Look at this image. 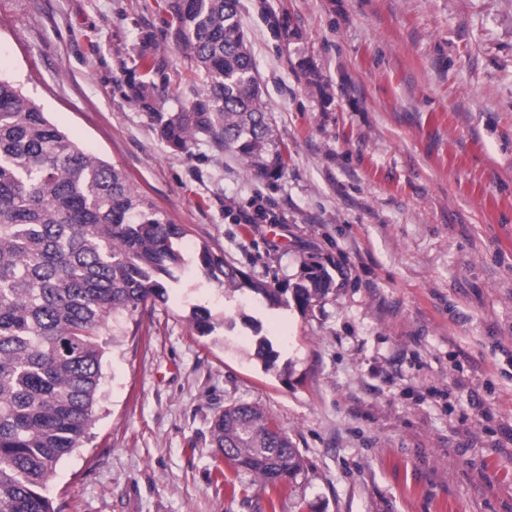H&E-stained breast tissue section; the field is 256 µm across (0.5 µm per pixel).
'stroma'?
<instances>
[{"label": "stroma", "mask_w": 512, "mask_h": 512, "mask_svg": "<svg viewBox=\"0 0 512 512\" xmlns=\"http://www.w3.org/2000/svg\"><path fill=\"white\" fill-rule=\"evenodd\" d=\"M286 167L258 178L148 112L206 97L167 0H0V77L186 231L168 300L122 319L61 512H512V0H239ZM153 67L147 103L127 73ZM264 207L276 224H240ZM301 310L225 291L201 246ZM223 323L199 335L187 317ZM269 342L272 365L256 355ZM262 406L305 473L258 490L212 448ZM242 485L231 493V484ZM304 270L302 280L291 289L294 301L303 309L322 298L332 283L329 274L318 264H310Z\"/></svg>", "instance_id": "1"}]
</instances>
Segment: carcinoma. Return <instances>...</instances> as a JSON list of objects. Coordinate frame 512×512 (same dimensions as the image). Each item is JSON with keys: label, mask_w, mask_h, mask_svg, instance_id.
Returning <instances> with one entry per match:
<instances>
[{"label": "carcinoma", "mask_w": 512, "mask_h": 512, "mask_svg": "<svg viewBox=\"0 0 512 512\" xmlns=\"http://www.w3.org/2000/svg\"><path fill=\"white\" fill-rule=\"evenodd\" d=\"M178 36L209 88L181 112L148 116L170 148L204 136L245 161L257 177L285 167L266 117L239 0H169ZM152 68L130 71L145 100ZM184 229L143 197L126 174L51 123L20 88L0 78V512H58L46 495L57 463L83 446L96 420L107 342L100 332L147 305L166 302L181 262ZM205 272L277 305L292 292L301 308L331 288L318 264L293 288L252 280L204 246ZM187 321L202 336L216 318L197 307ZM210 445L263 489L285 488L303 471L298 448L252 403L224 407Z\"/></svg>", "instance_id": "cac0c4a2"}]
</instances>
